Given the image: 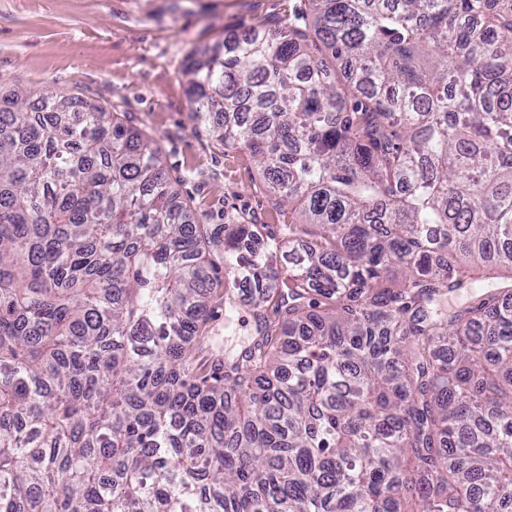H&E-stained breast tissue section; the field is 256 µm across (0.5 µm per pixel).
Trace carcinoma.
<instances>
[{"label": "carcinoma", "mask_w": 512, "mask_h": 512, "mask_svg": "<svg viewBox=\"0 0 512 512\" xmlns=\"http://www.w3.org/2000/svg\"><path fill=\"white\" fill-rule=\"evenodd\" d=\"M183 74L278 232L190 223L124 112L0 99V512H512V0H296ZM223 293L224 286L217 289L216 296L213 298L210 325L223 348L226 346L238 350L248 345L253 338L252 308L250 306L241 307L235 318L232 333H224V303L220 301Z\"/></svg>", "instance_id": "obj_1"}]
</instances>
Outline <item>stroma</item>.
Segmentation results:
<instances>
[{
    "mask_svg": "<svg viewBox=\"0 0 512 512\" xmlns=\"http://www.w3.org/2000/svg\"><path fill=\"white\" fill-rule=\"evenodd\" d=\"M291 0H0V96L16 89L89 96L128 113L150 134L181 200L200 223L224 225L243 212L260 224L286 222L260 187L245 152L225 151L210 125L191 116L181 72L190 55L257 26L287 23ZM210 325L221 345L253 338L251 307L224 330V304L211 303Z\"/></svg>",
    "mask_w": 512,
    "mask_h": 512,
    "instance_id": "35a3bbf8",
    "label": "stroma"
}]
</instances>
